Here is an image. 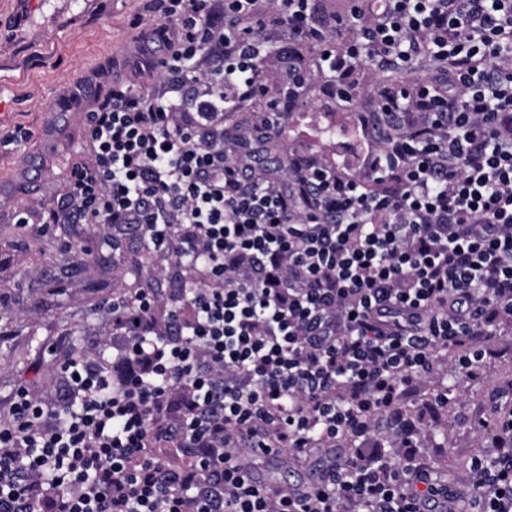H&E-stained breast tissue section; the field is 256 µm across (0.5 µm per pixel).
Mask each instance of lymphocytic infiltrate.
I'll use <instances>...</instances> for the list:
<instances>
[{
    "instance_id": "obj_1",
    "label": "lymphocytic infiltrate",
    "mask_w": 512,
    "mask_h": 512,
    "mask_svg": "<svg viewBox=\"0 0 512 512\" xmlns=\"http://www.w3.org/2000/svg\"><path fill=\"white\" fill-rule=\"evenodd\" d=\"M346 2L152 0L133 21L162 86L113 82L85 113L87 156L41 222L133 231L156 260L105 306L103 349L59 364L61 399L17 389L0 512H512V410L463 492L411 457L253 476L367 435L440 351L476 373L512 318V0ZM360 72L377 87L361 122L382 131L361 174L305 155L258 171L247 134L225 149V113L270 84L266 142L312 81L354 104ZM319 465H321L319 459L295 460L288 451H283L267 462L256 460L253 473L263 483L288 486L307 481Z\"/></svg>"
}]
</instances>
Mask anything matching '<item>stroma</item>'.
<instances>
[{
  "mask_svg": "<svg viewBox=\"0 0 512 512\" xmlns=\"http://www.w3.org/2000/svg\"><path fill=\"white\" fill-rule=\"evenodd\" d=\"M148 0H0V131L21 126L29 140L0 139V416H6L20 385L35 384L47 397L60 389L57 363L72 343L93 348L112 334L98 308L132 284L123 270L99 276L72 266L60 248L69 239L93 245L95 224H59L45 236L35 226L20 227L26 207L50 208L60 198L71 164L85 153L83 116L108 95L113 81L157 87L145 65L160 49L130 21L146 13ZM372 84H364L355 108L329 91L313 87L307 104L288 115L274 150L284 156L314 155L357 171L372 139L363 133L356 111L368 109ZM62 275L63 303L51 305L42 288ZM479 373L445 369L418 381L397 414L380 415L364 447L402 460L415 456L432 476L467 488L471 462L491 457L493 435L482 427L493 394L512 388V323L491 338ZM448 390V409H435V394ZM424 416L416 446L397 447L407 425ZM319 460H297L281 453L256 461L255 477L269 485L307 481Z\"/></svg>",
  "mask_w": 512,
  "mask_h": 512,
  "instance_id": "1",
  "label": "stroma"
}]
</instances>
